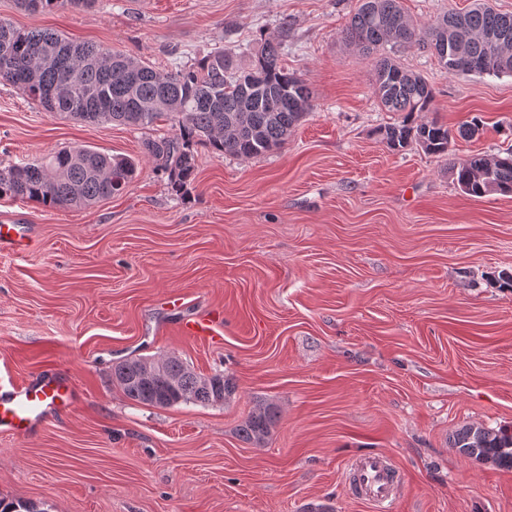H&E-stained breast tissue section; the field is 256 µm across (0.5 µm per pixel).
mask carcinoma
<instances>
[{
    "label": "carcinoma",
    "instance_id": "carcinoma-1",
    "mask_svg": "<svg viewBox=\"0 0 512 512\" xmlns=\"http://www.w3.org/2000/svg\"><path fill=\"white\" fill-rule=\"evenodd\" d=\"M96 0H21L28 12L68 6L87 9ZM345 40L371 55L379 47L393 50L427 47L445 72L453 75L512 74V14L478 2L463 13L428 24H415L400 0H357ZM281 43L256 39L248 58L216 49L189 66L160 71L121 52L76 42L47 29L21 30L0 18V82L13 85L30 100L63 119L117 122L148 129L161 119L173 132L144 141L146 154L167 174L178 192L196 170V148L217 156L255 157L281 148L312 106L313 93L280 62ZM374 94L389 112L403 114L398 123L378 129L391 150L416 144L426 153L448 155L452 131L436 121L417 124L434 99L421 75L395 59L374 60ZM137 173L128 157L81 146L22 164L0 165V198H21L58 207H88L120 194ZM459 190L472 197L512 194V146L494 154L476 153L450 163ZM124 396L157 407L221 405L236 389L222 373L202 375L176 356L135 357L113 369ZM272 403H258L239 429L241 438L264 446L277 421ZM452 447L465 457L512 469V430L463 425Z\"/></svg>",
    "mask_w": 512,
    "mask_h": 512
}]
</instances>
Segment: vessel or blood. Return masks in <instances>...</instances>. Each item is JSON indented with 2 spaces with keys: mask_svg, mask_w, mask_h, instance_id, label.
I'll list each match as a JSON object with an SVG mask.
<instances>
[{
  "mask_svg": "<svg viewBox=\"0 0 512 512\" xmlns=\"http://www.w3.org/2000/svg\"><path fill=\"white\" fill-rule=\"evenodd\" d=\"M78 397L75 382L58 373L0 384V434L30 436L54 417L71 412ZM353 481L362 498L390 512L395 472L383 455L361 458L354 468Z\"/></svg>",
  "mask_w": 512,
  "mask_h": 512,
  "instance_id": "vessel-or-blood-1",
  "label": "vessel or blood"
}]
</instances>
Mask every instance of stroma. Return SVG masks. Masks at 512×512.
<instances>
[{"label":"stroma","instance_id":"obj_1","mask_svg":"<svg viewBox=\"0 0 512 512\" xmlns=\"http://www.w3.org/2000/svg\"><path fill=\"white\" fill-rule=\"evenodd\" d=\"M357 0H97L30 13L51 29L167 71L213 49L279 41L313 108L279 149L249 159L197 149L184 193L148 157L149 133L66 120L0 83V163L87 146L138 164L122 194L87 208L0 198L26 227L0 250V380L69 375L82 398L36 434H0V499L43 512H375L348 466H397L393 512H512V470L469 460L463 425L512 426V195L471 197L450 162L512 145V75H451L431 52L395 58L433 87L416 122L458 129L447 155L393 151L401 115L373 93V60L341 31ZM218 316L217 343L180 335ZM175 355L232 377L218 406L156 408L112 380L126 358ZM280 415L264 447L239 429L256 403Z\"/></svg>","mask_w":512,"mask_h":512}]
</instances>
